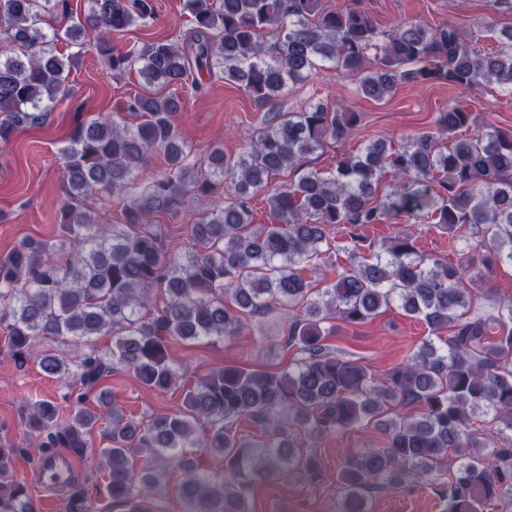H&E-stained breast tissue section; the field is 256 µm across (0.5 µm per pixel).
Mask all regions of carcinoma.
I'll return each instance as SVG.
<instances>
[{
    "mask_svg": "<svg viewBox=\"0 0 512 512\" xmlns=\"http://www.w3.org/2000/svg\"><path fill=\"white\" fill-rule=\"evenodd\" d=\"M85 2L75 16L68 0H0L1 149L70 95L71 69L91 44L112 75L134 70L142 87L123 111L79 123L61 149L59 238L25 239L0 257L10 355L20 368L37 362L67 389L64 419L50 401L27 403L25 428L40 457L61 448L81 457L103 429L112 441L99 450L106 493L124 512H156L149 501L169 493L183 512H246L255 482L315 473L316 457L295 433L353 428L388 412L385 446L349 452L337 471L344 512H368L373 488L433 477L450 451L459 459L441 486L444 512H489L512 496V301L481 309V276L419 252L405 231L378 246L361 234L401 216L451 235L465 226L478 264L512 265V130L489 124L453 139L470 115L450 104L435 130L394 152L373 141L331 171L279 186L268 195L271 223L254 224L255 194L347 139L359 114L312 100L270 111L238 154L211 147L206 169L191 161L174 122L186 88L201 93L221 78L271 108L325 62L376 101L402 81L470 91L494 83L511 96L512 28L485 21L498 44L482 54L466 43L463 22L419 21L384 34L364 11H325L319 0H185L190 27L179 41L118 48L112 35L156 20L155 0ZM156 154L163 166L142 185ZM99 193L127 198L125 223L97 224L83 210ZM196 193L213 206L187 225L188 247L176 250L152 218L178 216ZM335 228L348 245L336 244ZM341 248L350 265L336 282L320 289L304 277ZM395 302L432 338L384 379L325 343L334 320L359 325ZM278 306L288 311L285 346L299 354L285 371L215 369L186 389L178 409L145 421L126 418L100 389L117 367L150 390L175 389L185 370L170 344L237 336ZM102 336L112 345L98 347ZM242 416L259 426L258 438L227 431ZM203 453L222 456L224 472L201 467ZM13 459L14 449L0 445V512H38L13 479ZM167 463L182 472L171 487ZM66 509L88 512L85 484L70 485Z\"/></svg>",
    "mask_w": 512,
    "mask_h": 512,
    "instance_id": "cac0c4a2",
    "label": "carcinoma"
}]
</instances>
